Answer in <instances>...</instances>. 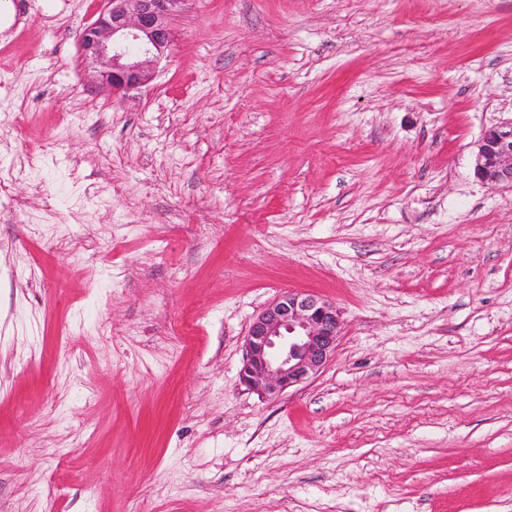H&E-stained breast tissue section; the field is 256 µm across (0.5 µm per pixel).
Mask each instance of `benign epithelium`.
Returning <instances> with one entry per match:
<instances>
[{"label": "benign epithelium", "instance_id": "benign-epithelium-1", "mask_svg": "<svg viewBox=\"0 0 512 512\" xmlns=\"http://www.w3.org/2000/svg\"><path fill=\"white\" fill-rule=\"evenodd\" d=\"M79 35L81 55L112 93L151 80L172 41L170 21L186 0H103ZM475 175L492 188L512 189V121L484 132ZM342 322L319 295L288 290L252 320L239 383L272 399L315 378L330 361Z\"/></svg>", "mask_w": 512, "mask_h": 512}]
</instances>
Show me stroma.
Here are the masks:
<instances>
[{
    "instance_id": "obj_1",
    "label": "stroma",
    "mask_w": 512,
    "mask_h": 512,
    "mask_svg": "<svg viewBox=\"0 0 512 512\" xmlns=\"http://www.w3.org/2000/svg\"><path fill=\"white\" fill-rule=\"evenodd\" d=\"M101 0H0V512H512V0H187L153 79ZM286 290L343 329L240 386ZM187 0H103L79 35L81 55L112 94L151 80L172 41L170 21ZM475 175L490 187L512 189V120L484 132L477 144ZM341 330L330 301L309 292L282 293L249 325L239 383L272 399L312 380L330 361Z\"/></svg>"
}]
</instances>
